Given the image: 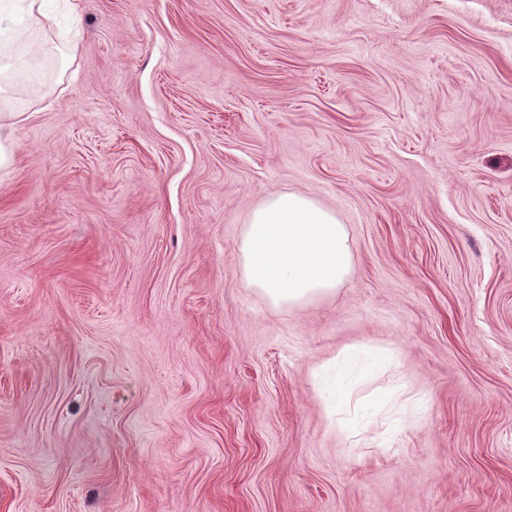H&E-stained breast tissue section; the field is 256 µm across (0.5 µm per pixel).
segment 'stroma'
Wrapping results in <instances>:
<instances>
[{
    "label": "stroma",
    "instance_id": "35a3bbf8",
    "mask_svg": "<svg viewBox=\"0 0 512 512\" xmlns=\"http://www.w3.org/2000/svg\"><path fill=\"white\" fill-rule=\"evenodd\" d=\"M72 2L9 72L0 512H512V0ZM280 192L355 249L300 308L240 274ZM0 169L10 166L13 157V133L34 115L33 112L0 108Z\"/></svg>",
    "mask_w": 512,
    "mask_h": 512
}]
</instances>
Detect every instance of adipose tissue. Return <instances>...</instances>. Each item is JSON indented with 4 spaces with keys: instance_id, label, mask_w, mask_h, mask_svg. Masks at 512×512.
<instances>
[{
    "instance_id": "1",
    "label": "adipose tissue",
    "mask_w": 512,
    "mask_h": 512,
    "mask_svg": "<svg viewBox=\"0 0 512 512\" xmlns=\"http://www.w3.org/2000/svg\"><path fill=\"white\" fill-rule=\"evenodd\" d=\"M42 0H0V96L8 80L6 63L15 46L50 29ZM240 273L274 306H300L335 294L353 269V245L335 213L314 199L282 193L250 214L239 245Z\"/></svg>"
}]
</instances>
